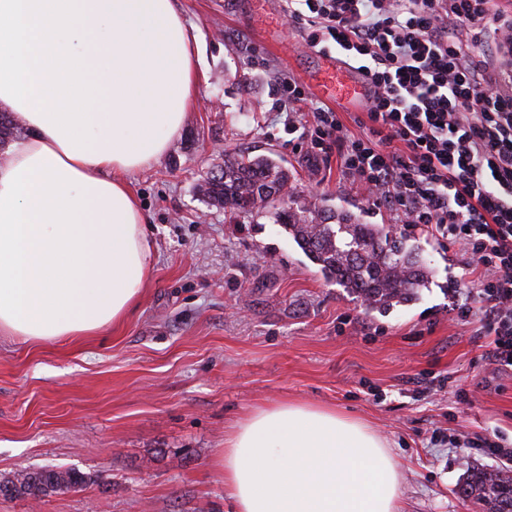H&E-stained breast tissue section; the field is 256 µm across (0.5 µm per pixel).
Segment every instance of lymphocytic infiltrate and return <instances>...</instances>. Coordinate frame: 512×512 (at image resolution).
Returning a JSON list of instances; mask_svg holds the SVG:
<instances>
[{"instance_id": "f902f5d3", "label": "lymphocytic infiltrate", "mask_w": 512, "mask_h": 512, "mask_svg": "<svg viewBox=\"0 0 512 512\" xmlns=\"http://www.w3.org/2000/svg\"><path fill=\"white\" fill-rule=\"evenodd\" d=\"M288 12L307 48L342 49L368 89L365 132L321 107L288 132L336 159L373 205L461 246L459 279L491 357L512 368V10L490 0H303Z\"/></svg>"}]
</instances>
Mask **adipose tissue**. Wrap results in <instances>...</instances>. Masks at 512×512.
Here are the masks:
<instances>
[{
    "label": "adipose tissue",
    "mask_w": 512,
    "mask_h": 512,
    "mask_svg": "<svg viewBox=\"0 0 512 512\" xmlns=\"http://www.w3.org/2000/svg\"><path fill=\"white\" fill-rule=\"evenodd\" d=\"M198 38L177 0H0V335L88 336L136 306L151 262L128 182L198 102ZM231 512H399L398 462L328 406L254 408L212 460Z\"/></svg>",
    "instance_id": "1"
}]
</instances>
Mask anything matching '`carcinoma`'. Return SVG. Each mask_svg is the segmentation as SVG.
Segmentation results:
<instances>
[{"instance_id": "1", "label": "carcinoma", "mask_w": 512, "mask_h": 512, "mask_svg": "<svg viewBox=\"0 0 512 512\" xmlns=\"http://www.w3.org/2000/svg\"><path fill=\"white\" fill-rule=\"evenodd\" d=\"M24 131L11 115L0 112V145L18 140ZM288 169L269 157L226 156L204 180L210 203L231 214H260L287 198L271 213L273 223L291 236L329 280L372 311L419 299L430 286L422 249L377 224H362L346 210L313 209L288 194ZM88 476L72 467L23 468L0 480L3 498L41 500L82 488ZM476 512H512V475L472 470L456 488Z\"/></svg>"}]
</instances>
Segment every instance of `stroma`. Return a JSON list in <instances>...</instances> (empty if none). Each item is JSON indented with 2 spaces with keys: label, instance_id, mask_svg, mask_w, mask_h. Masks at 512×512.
<instances>
[{
  "label": "stroma",
  "instance_id": "1",
  "mask_svg": "<svg viewBox=\"0 0 512 512\" xmlns=\"http://www.w3.org/2000/svg\"><path fill=\"white\" fill-rule=\"evenodd\" d=\"M179 3L199 32L201 104L130 178L152 245L139 304L93 336H0V478L67 466L92 481L37 502L0 497V512H228L211 461L253 408L284 400L366 421L399 463L402 512H473L455 493L470 469L512 474V461L472 446L512 439V369L489 355L479 319L456 320L460 248L405 229L338 167L289 144L299 108L278 99L275 77L295 78L322 107L342 89L326 68L335 49L300 46L288 0ZM235 154L280 159L297 201L406 234L434 270L430 288L366 311L268 216L208 206L200 183ZM459 387L473 399L461 414Z\"/></svg>",
  "mask_w": 512,
  "mask_h": 512
}]
</instances>
